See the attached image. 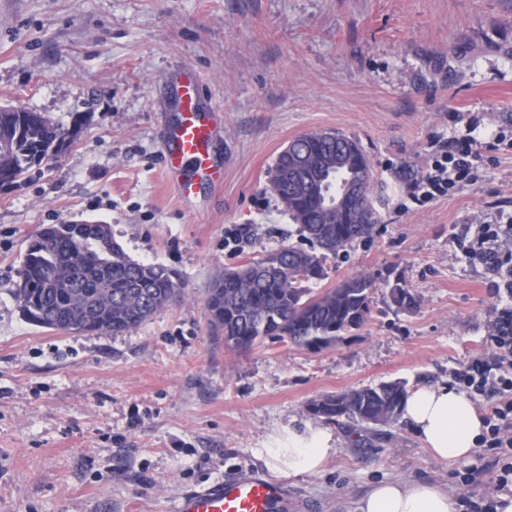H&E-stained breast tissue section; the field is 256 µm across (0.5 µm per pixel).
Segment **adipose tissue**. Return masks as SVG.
Wrapping results in <instances>:
<instances>
[{
  "label": "adipose tissue",
  "instance_id": "ef3b65f1",
  "mask_svg": "<svg viewBox=\"0 0 512 512\" xmlns=\"http://www.w3.org/2000/svg\"><path fill=\"white\" fill-rule=\"evenodd\" d=\"M403 417L419 434L431 456L465 461L476 451L483 423L472 401L442 385H421L409 393ZM337 440L326 428L298 431L281 426L258 455L277 479L321 472L336 453ZM359 512H456L447 490L416 481H384L370 487L358 502Z\"/></svg>",
  "mask_w": 512,
  "mask_h": 512
}]
</instances>
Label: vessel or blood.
<instances>
[{
    "label": "vessel or blood",
    "instance_id": "vessel-or-blood-1",
    "mask_svg": "<svg viewBox=\"0 0 512 512\" xmlns=\"http://www.w3.org/2000/svg\"><path fill=\"white\" fill-rule=\"evenodd\" d=\"M171 121L161 131L163 175L180 204H189L202 185H220L224 171L212 147L221 134L219 120L201 101V82L188 69L166 80ZM292 495L288 488L261 475L218 479L180 494L172 512H284Z\"/></svg>",
    "mask_w": 512,
    "mask_h": 512
}]
</instances>
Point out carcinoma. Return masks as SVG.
<instances>
[{
    "label": "carcinoma",
    "instance_id": "carcinoma-1",
    "mask_svg": "<svg viewBox=\"0 0 512 512\" xmlns=\"http://www.w3.org/2000/svg\"><path fill=\"white\" fill-rule=\"evenodd\" d=\"M84 119L75 112L72 127L64 128L40 112H0V188L54 161ZM374 182L359 142L344 133L312 131L288 143V153L274 161L268 188L313 249L284 246L215 276L205 307L225 347L251 350L269 338L316 351L368 321L371 278L356 274L320 292L309 284L326 279L328 256L372 236L381 221ZM100 228L96 222L58 224L30 241L18 270L23 287L16 292L38 325L119 335L181 297L176 272L132 259L100 236ZM388 297L399 310L418 305L403 278L390 285ZM406 396L405 383L389 381L323 396L308 410L327 424L347 416L381 426L400 414Z\"/></svg>",
    "mask_w": 512,
    "mask_h": 512
}]
</instances>
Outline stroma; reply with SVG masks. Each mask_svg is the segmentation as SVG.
<instances>
[{
  "label": "stroma",
  "mask_w": 512,
  "mask_h": 512,
  "mask_svg": "<svg viewBox=\"0 0 512 512\" xmlns=\"http://www.w3.org/2000/svg\"><path fill=\"white\" fill-rule=\"evenodd\" d=\"M200 78L224 132L221 189L187 212L166 189L164 76ZM87 121L48 167L0 189V512H168L220 477L265 472L257 450L308 403L401 381L452 384L492 354L497 275L466 250L479 225L512 222V0H0V107ZM359 140L385 192L372 237L326 261L314 290L363 274L371 317L318 352L214 338L205 290L224 269L285 245L298 227L268 189L296 136ZM502 136L477 183L419 207L406 182L432 144ZM99 222L134 260L175 270L182 298L122 334L41 327L16 297L30 236ZM404 277L419 303L397 310ZM336 455L287 487L301 512H357L373 484L433 483L455 498L496 494L494 457L434 459L405 420L331 424ZM479 468L471 485L456 479Z\"/></svg>",
  "instance_id": "35a3bbf8"
}]
</instances>
